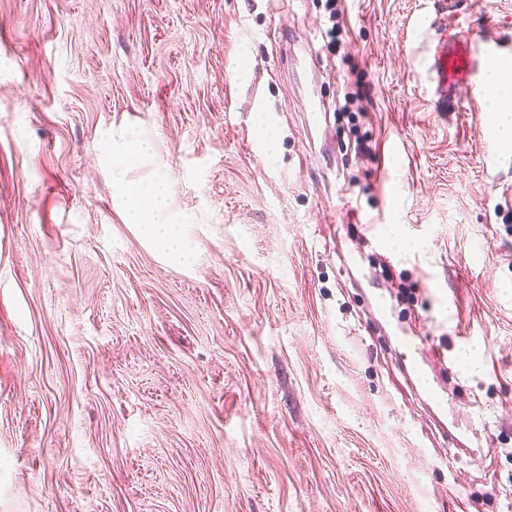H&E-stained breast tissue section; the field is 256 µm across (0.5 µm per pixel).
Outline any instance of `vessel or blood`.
Instances as JSON below:
<instances>
[{
  "mask_svg": "<svg viewBox=\"0 0 512 512\" xmlns=\"http://www.w3.org/2000/svg\"><path fill=\"white\" fill-rule=\"evenodd\" d=\"M464 8L465 0H433L431 27L436 31V44L426 64V72L434 86L435 106L443 112L462 100L470 108L479 107L484 64L504 50L500 42L488 37L472 41L448 34L445 28L447 16L462 12Z\"/></svg>",
  "mask_w": 512,
  "mask_h": 512,
  "instance_id": "b4317fda",
  "label": "vessel or blood"
}]
</instances>
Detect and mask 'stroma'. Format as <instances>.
Wrapping results in <instances>:
<instances>
[{
	"instance_id": "obj_1",
	"label": "stroma",
	"mask_w": 512,
	"mask_h": 512,
	"mask_svg": "<svg viewBox=\"0 0 512 512\" xmlns=\"http://www.w3.org/2000/svg\"><path fill=\"white\" fill-rule=\"evenodd\" d=\"M343 8L0 0V512H512V143L433 110L432 0ZM129 198L134 199L132 207L139 220L138 224H144L145 233L155 244L163 250L169 249L176 252L179 257L186 258L187 248L180 243L175 225L141 222L143 218H146L147 214H152L161 207L164 198L163 189L158 185H154L149 189L139 190L136 193L131 192ZM174 245L177 246L175 250H173Z\"/></svg>"
}]
</instances>
